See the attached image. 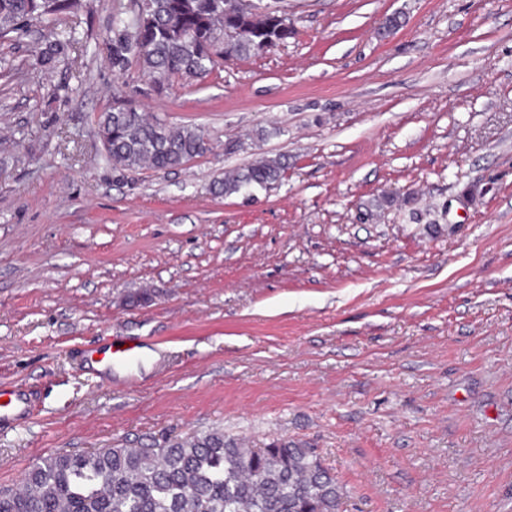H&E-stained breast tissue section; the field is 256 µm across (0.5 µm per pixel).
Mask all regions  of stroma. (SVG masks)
<instances>
[{
    "mask_svg": "<svg viewBox=\"0 0 512 512\" xmlns=\"http://www.w3.org/2000/svg\"><path fill=\"white\" fill-rule=\"evenodd\" d=\"M114 3L78 0L90 49L53 70L50 28L0 40V387L42 405L0 427V488L221 429L307 442L342 512H512V0H276L293 38L160 93L113 71ZM117 101L209 151L113 170ZM124 337L137 360L93 367ZM288 170V162L280 156H263L241 169L232 177H224L214 183L218 194L231 195L243 188H268L279 183Z\"/></svg>",
    "mask_w": 512,
    "mask_h": 512,
    "instance_id": "35a3bbf8",
    "label": "stroma"
}]
</instances>
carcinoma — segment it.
I'll use <instances>...</instances> for the list:
<instances>
[{
	"mask_svg": "<svg viewBox=\"0 0 512 512\" xmlns=\"http://www.w3.org/2000/svg\"><path fill=\"white\" fill-rule=\"evenodd\" d=\"M241 0H148L141 14L119 6L112 14L109 56L118 73L136 65L155 89L202 79L228 59L259 54L270 40L294 35L280 11L254 13ZM76 0H0V38L18 39L28 27L74 10ZM237 38L224 42V35ZM83 48L72 30L38 44L32 59L54 68ZM98 136L112 168L133 173L148 166L172 170L209 151L204 132L170 126L131 107L112 106L99 117ZM288 162L263 156L214 190L231 195L280 182ZM336 478L304 442L273 440L254 448L215 429L166 438L139 448L48 454L21 484L0 490V512H339Z\"/></svg>",
	"mask_w": 512,
	"mask_h": 512,
	"instance_id": "cac0c4a2",
	"label": "carcinoma"
}]
</instances>
